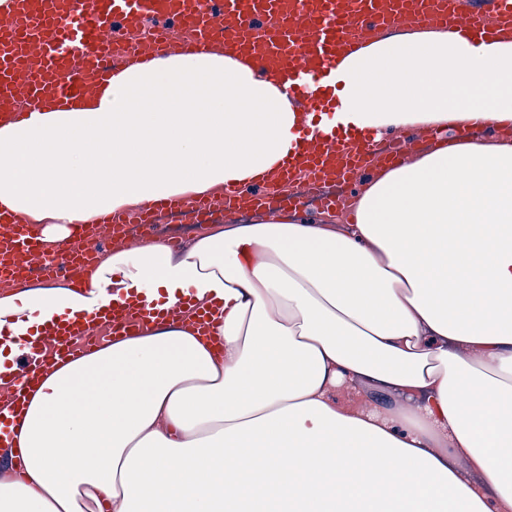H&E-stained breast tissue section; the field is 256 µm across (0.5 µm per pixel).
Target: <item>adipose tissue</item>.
Segmentation results:
<instances>
[{
  "mask_svg": "<svg viewBox=\"0 0 512 512\" xmlns=\"http://www.w3.org/2000/svg\"><path fill=\"white\" fill-rule=\"evenodd\" d=\"M323 95L332 114L303 111L216 46L0 118V208L50 249L271 178L308 128L456 132L368 178L347 223L269 212L0 294V373L134 287L224 302L210 339L165 321L49 367L0 450V512H512V141L470 135L512 125V32L366 41ZM211 201L210 196H187V197H177L164 199L156 203H152L148 206L142 207L140 212L144 215L149 214L157 207H166V208H180L184 210H194L199 207L205 206L209 204Z\"/></svg>",
  "mask_w": 512,
  "mask_h": 512,
  "instance_id": "adipose-tissue-1",
  "label": "adipose tissue"
}]
</instances>
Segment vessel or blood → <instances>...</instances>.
Masks as SVG:
<instances>
[{"instance_id": "b4317fda", "label": "vessel or blood", "mask_w": 512, "mask_h": 512, "mask_svg": "<svg viewBox=\"0 0 512 512\" xmlns=\"http://www.w3.org/2000/svg\"><path fill=\"white\" fill-rule=\"evenodd\" d=\"M410 9L419 23L486 37L512 27V0H0V114L20 119L48 100L64 108L91 82L109 81L125 64H154L173 53L201 52L217 44L227 53L251 56L259 69L288 82L292 98L309 109V87L331 80L341 54L374 31L397 24ZM146 16L163 21L150 41L118 43L120 34ZM170 20L184 31V39L170 36ZM372 138L369 132L356 141L303 138L280 177L287 184L301 176L357 179ZM223 197L228 207H301L295 195L271 196L254 186H225ZM97 248L88 234L73 236L55 252L52 272L84 275L85 261ZM20 265L42 270V251L28 225L0 211V278H12ZM155 314L144 304L114 303L105 322L108 339L142 331ZM96 347L82 325L70 321L48 331L18 369L31 382L51 359L73 360ZM4 388L11 396L10 404L0 407V442L5 444L24 389L14 379Z\"/></svg>"}]
</instances>
